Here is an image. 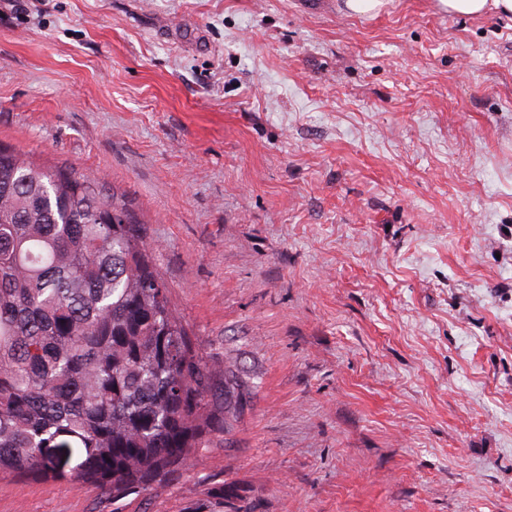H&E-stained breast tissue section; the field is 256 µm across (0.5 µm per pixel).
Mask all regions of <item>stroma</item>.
I'll return each mask as SVG.
<instances>
[{"mask_svg":"<svg viewBox=\"0 0 512 512\" xmlns=\"http://www.w3.org/2000/svg\"><path fill=\"white\" fill-rule=\"evenodd\" d=\"M0 142L132 201L231 437L0 512H512V18L0 0Z\"/></svg>","mask_w":512,"mask_h":512,"instance_id":"stroma-1","label":"stroma"}]
</instances>
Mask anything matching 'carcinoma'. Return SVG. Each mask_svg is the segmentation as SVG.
Returning <instances> with one entry per match:
<instances>
[{
    "label": "carcinoma",
    "mask_w": 512,
    "mask_h": 512,
    "mask_svg": "<svg viewBox=\"0 0 512 512\" xmlns=\"http://www.w3.org/2000/svg\"><path fill=\"white\" fill-rule=\"evenodd\" d=\"M230 373L174 315L125 194L0 143V473L160 484L229 431Z\"/></svg>",
    "instance_id": "cac0c4a2"
}]
</instances>
